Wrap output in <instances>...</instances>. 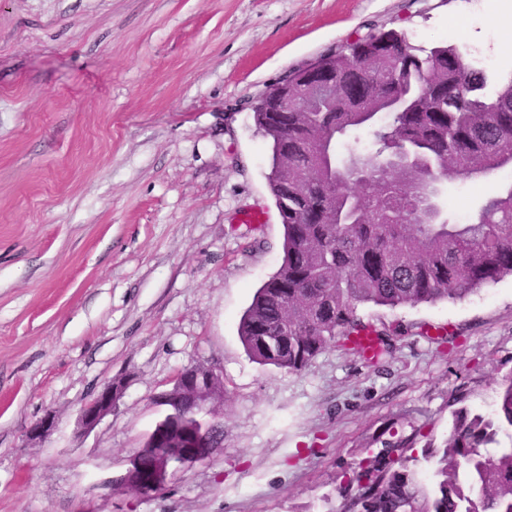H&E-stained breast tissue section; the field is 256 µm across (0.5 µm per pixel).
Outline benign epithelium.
<instances>
[{
    "instance_id": "7a95c632",
    "label": "benign epithelium",
    "mask_w": 512,
    "mask_h": 512,
    "mask_svg": "<svg viewBox=\"0 0 512 512\" xmlns=\"http://www.w3.org/2000/svg\"><path fill=\"white\" fill-rule=\"evenodd\" d=\"M124 388L120 380L105 386L83 407L80 414L81 428L89 432L114 412ZM159 402L176 416L185 411H207L216 431L206 428L198 432L181 433L176 430L174 422L166 427L155 428L149 438L152 447L161 449V460L144 467L141 461L142 449L139 448L127 459L125 473L118 478L121 486L142 496L162 491L177 467L207 460L224 447L221 424L224 414V379L215 369L195 365L183 370L173 387L159 395ZM53 427L54 418L46 416L29 427L28 435L38 439L48 434Z\"/></svg>"
}]
</instances>
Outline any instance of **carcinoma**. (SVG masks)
Returning a JSON list of instances; mask_svg holds the SVG:
<instances>
[{
	"label": "carcinoma",
	"mask_w": 512,
	"mask_h": 512,
	"mask_svg": "<svg viewBox=\"0 0 512 512\" xmlns=\"http://www.w3.org/2000/svg\"><path fill=\"white\" fill-rule=\"evenodd\" d=\"M318 62L338 79L354 67L368 87L364 111L349 110L327 87L299 89L300 72L291 83L297 111H268L269 94L252 107L270 145V191L288 224L283 261L254 294L238 333L254 362L291 371L335 343L361 352L364 334L386 352L388 332L366 324L363 307L461 300L512 276V185L458 224L419 210L413 168L379 169L398 148L431 163L436 184L512 168V80L490 93L485 73L455 48L416 46L395 30L370 33ZM398 100L404 109L376 125L374 148L348 151L366 161L369 177L330 175L327 145L373 124L369 109ZM285 167L286 198L277 190ZM452 416L443 445H427L432 491L406 465L415 440L399 437L352 469L336 512H512V445L487 452L501 434L512 439V374L499 384L493 413L462 407ZM178 422L197 432L207 416L187 412Z\"/></svg>",
	"instance_id": "1"
}]
</instances>
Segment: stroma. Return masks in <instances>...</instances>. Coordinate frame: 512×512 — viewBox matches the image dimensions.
<instances>
[{
  "label": "stroma",
  "instance_id": "obj_1",
  "mask_svg": "<svg viewBox=\"0 0 512 512\" xmlns=\"http://www.w3.org/2000/svg\"><path fill=\"white\" fill-rule=\"evenodd\" d=\"M492 0H0V512H335L344 474L392 435L409 467L458 404L512 373V277L454 301L365 308L398 327L379 362L333 345L304 369L238 335L283 234L252 107L289 70L369 33L453 45L512 79ZM512 170L445 182L451 220ZM261 224H241L244 212ZM224 376V446L146 497L111 480L178 373ZM126 384L90 432L79 418ZM52 416L40 440L30 425ZM124 388L121 380L111 382L83 407L80 425L85 432L92 431L107 415L116 410Z\"/></svg>",
  "mask_w": 512,
  "mask_h": 512
}]
</instances>
